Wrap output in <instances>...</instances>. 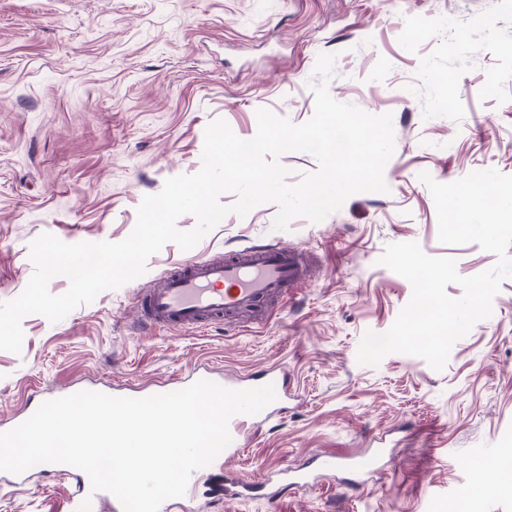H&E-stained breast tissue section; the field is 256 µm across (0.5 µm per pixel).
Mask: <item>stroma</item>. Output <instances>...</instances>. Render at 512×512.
Here are the masks:
<instances>
[{"label":"stroma","instance_id":"obj_1","mask_svg":"<svg viewBox=\"0 0 512 512\" xmlns=\"http://www.w3.org/2000/svg\"><path fill=\"white\" fill-rule=\"evenodd\" d=\"M512 0H0V302L33 273L31 242H119L143 196L201 166L207 125L243 139L266 108L292 123L315 108L317 57L334 55L338 102L391 114L385 193H357L318 223L272 230L277 207L227 216L194 248L166 243L145 273L58 322L30 314L22 350L0 351V424L58 392L98 384L176 385L191 369L288 374L280 419L245 425L240 452L201 478L181 512H512V279L493 313L458 340L443 370L392 353L356 359L365 331H387L412 296L381 265L388 244L418 242L460 275L492 268L478 245L438 240L420 173L442 183L512 175ZM281 244L313 268L261 325L149 331L141 289L183 263ZM375 457L358 475L353 461ZM336 457L334 472L320 471ZM308 477L286 487V471ZM262 484L263 497L240 494ZM75 484L38 465L0 481V512H74Z\"/></svg>","mask_w":512,"mask_h":512}]
</instances>
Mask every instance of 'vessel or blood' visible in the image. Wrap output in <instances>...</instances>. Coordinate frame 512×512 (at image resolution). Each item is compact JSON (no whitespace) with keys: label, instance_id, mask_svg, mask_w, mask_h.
Listing matches in <instances>:
<instances>
[{"label":"vessel or blood","instance_id":"obj_1","mask_svg":"<svg viewBox=\"0 0 512 512\" xmlns=\"http://www.w3.org/2000/svg\"><path fill=\"white\" fill-rule=\"evenodd\" d=\"M303 251L280 245L246 248L233 254L193 259L166 275L141 296L148 328H203L230 322L242 313L265 321L273 303L282 302L306 274ZM60 473L75 474L80 507L108 499L91 489L88 476L71 466Z\"/></svg>","mask_w":512,"mask_h":512}]
</instances>
